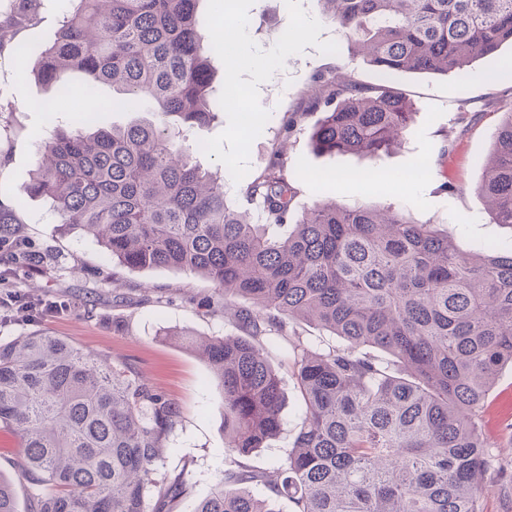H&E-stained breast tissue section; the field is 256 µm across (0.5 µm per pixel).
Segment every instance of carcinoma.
<instances>
[{
	"instance_id": "1",
	"label": "carcinoma",
	"mask_w": 512,
	"mask_h": 512,
	"mask_svg": "<svg viewBox=\"0 0 512 512\" xmlns=\"http://www.w3.org/2000/svg\"><path fill=\"white\" fill-rule=\"evenodd\" d=\"M199 0H69L32 71L58 92L61 72L106 83L112 111L155 123L55 129L26 193L68 231L92 235L112 262L176 268L212 282L248 336L188 338L221 387L230 467L193 512H481L494 456L479 418L512 365V249L460 248L404 210L318 202L298 216L288 161L275 154L234 205L224 179L194 160L170 123L202 126L213 75ZM364 60L386 75L465 74L512 44V0H317ZM304 110L328 154L377 156L408 132L414 104L388 85L336 71ZM476 192L512 225V111ZM293 225L274 234L272 228ZM305 321L345 346L319 348ZM288 342L304 403L291 450L271 471L245 459L282 427L283 392L265 352ZM179 407L125 364L44 333L0 343V426L23 439L33 512H146ZM260 485L267 497L250 489ZM0 512H17L0 476Z\"/></svg>"
}]
</instances>
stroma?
Segmentation results:
<instances>
[{
	"mask_svg": "<svg viewBox=\"0 0 512 512\" xmlns=\"http://www.w3.org/2000/svg\"><path fill=\"white\" fill-rule=\"evenodd\" d=\"M69 0H32V21L20 39L28 47L49 46ZM206 21L224 25L234 15L239 38L220 43L212 55L218 94L215 118L189 131L207 150L198 155L208 170L224 168L227 195L240 201L241 182L262 173L278 144L294 161L296 212L324 197L345 207L400 205L416 222L436 225L461 248L512 246V227L496 223L475 187L493 152L494 132L503 113L512 110V46L478 59L471 73L384 77L358 56L317 0H201ZM343 68L364 85L388 83L417 107L402 141L379 157L317 152L311 136L314 117L285 135L281 118L302 111L310 83ZM28 62L0 52V199L18 223L0 239V291H12L22 305L0 311V343L33 332L63 338L91 352H104L176 403L181 417L166 442L160 466L182 476L185 490L169 494L163 512H192L223 477L221 390L207 364L182 339L183 333L222 337L238 334L225 322L220 298L207 280L185 270H128L92 237L59 227L48 203L30 197L38 149L53 127H69L77 117L102 125H126L136 112L111 111L112 88L101 84L84 92L83 77L63 74L73 91L55 101L54 121L41 102L49 88L28 76ZM425 162L427 174L416 187L397 179ZM450 182L454 191H442ZM40 255L43 265L18 262L19 253ZM50 301L61 310H47ZM268 357L282 380L283 430L247 460L256 470L276 467L288 453L304 405L284 343L267 344ZM480 433L497 457L512 459V366L503 367L490 387ZM0 475L16 493L18 512H31L32 484L23 446L0 452Z\"/></svg>",
	"mask_w": 512,
	"mask_h": 512,
	"instance_id": "35a3bbf8",
	"label": "stroma"
}]
</instances>
